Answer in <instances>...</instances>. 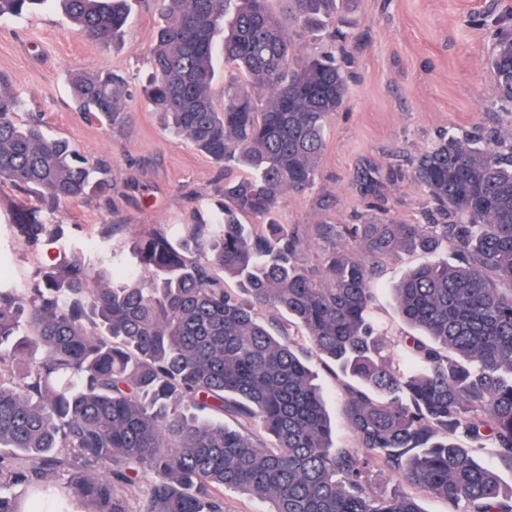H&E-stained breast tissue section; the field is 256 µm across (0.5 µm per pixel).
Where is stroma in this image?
Segmentation results:
<instances>
[{
  "label": "stroma",
  "mask_w": 512,
  "mask_h": 512,
  "mask_svg": "<svg viewBox=\"0 0 512 512\" xmlns=\"http://www.w3.org/2000/svg\"><path fill=\"white\" fill-rule=\"evenodd\" d=\"M130 9L124 39L110 45L77 35L58 8L0 18V73L49 133L104 162L112 181L105 195L57 206L50 219L63 225L64 239L34 245L14 236L11 224L15 210L35 205V198L0 186V283L24 285L73 247L96 264L156 228L181 241L186 225L218 209L223 171L187 139L168 133L140 98L148 76L143 55L153 42L157 13L142 0H132ZM337 17L335 41L304 38L300 44L311 50L333 47L352 57L347 99L327 123L314 189L288 194L283 214L291 224L355 223L373 201L360 175L375 168L393 216L407 224L428 223L430 209L412 178L410 159L448 130L512 126V117L495 106L488 66L491 30H512V0H348ZM102 70L129 79L126 132H111L68 105L70 75ZM109 224L117 225L115 234H106ZM422 261L419 253H400L378 276L374 313L388 344L410 332L392 289ZM309 361L333 419L334 445L354 448L340 414L334 367L314 355Z\"/></svg>",
  "instance_id": "stroma-1"
}]
</instances>
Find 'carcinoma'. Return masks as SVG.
<instances>
[{
	"mask_svg": "<svg viewBox=\"0 0 512 512\" xmlns=\"http://www.w3.org/2000/svg\"><path fill=\"white\" fill-rule=\"evenodd\" d=\"M56 1L81 37L126 33L127 0H0V17ZM154 2L144 101L224 168V203L180 243L160 230L137 237L94 281L72 248L24 295L0 285V512H132L114 483L143 478L140 512H224V488L269 512H423L400 488L368 491L383 470L448 512H512V488L478 461L489 450L512 464V128L442 135L411 161L430 224L386 210L359 224H284L286 195L314 186L327 120L347 97L345 63L302 51L272 0ZM279 2L314 38L342 0ZM489 66L495 101L512 111V35H493ZM69 93L74 111L129 124L123 77L76 73ZM25 108L0 74V185L39 200L13 221L35 243L60 236L43 210L110 180L39 119L21 120ZM446 246L456 263L435 259ZM404 249L429 257L394 289L419 332L403 340L411 370L393 363L371 317L379 268ZM258 307L288 318L263 323ZM304 343L343 378L355 451L332 444Z\"/></svg>",
	"mask_w": 512,
	"mask_h": 512,
	"instance_id": "1",
	"label": "carcinoma"
}]
</instances>
